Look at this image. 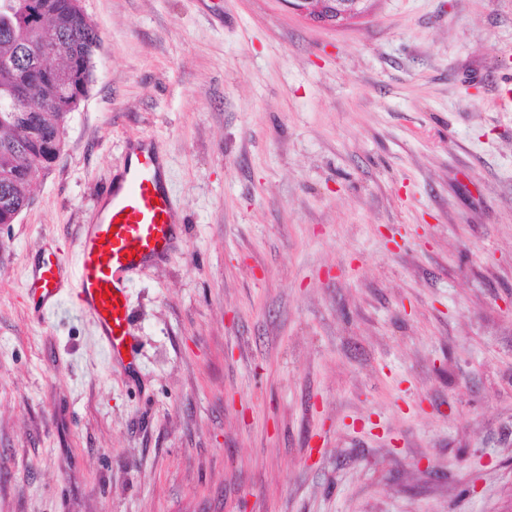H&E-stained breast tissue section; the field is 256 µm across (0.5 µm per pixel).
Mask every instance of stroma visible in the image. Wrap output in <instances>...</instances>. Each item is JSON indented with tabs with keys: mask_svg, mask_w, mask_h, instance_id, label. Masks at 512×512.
Wrapping results in <instances>:
<instances>
[{
	"mask_svg": "<svg viewBox=\"0 0 512 512\" xmlns=\"http://www.w3.org/2000/svg\"><path fill=\"white\" fill-rule=\"evenodd\" d=\"M59 158L0 224V512H512V0H81ZM179 239L110 360L41 254L129 144ZM290 5L310 20L337 28L365 18L375 0H289Z\"/></svg>",
	"mask_w": 512,
	"mask_h": 512,
	"instance_id": "stroma-1",
	"label": "stroma"
}]
</instances>
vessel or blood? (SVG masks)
Wrapping results in <instances>:
<instances>
[{
  "label": "vessel or blood",
  "mask_w": 512,
  "mask_h": 512,
  "mask_svg": "<svg viewBox=\"0 0 512 512\" xmlns=\"http://www.w3.org/2000/svg\"><path fill=\"white\" fill-rule=\"evenodd\" d=\"M121 181L107 190L109 205L86 224L76 258L43 255L30 279L34 306L50 308L64 273H71L80 307L98 323L111 357L132 352L130 307L125 279L165 254L176 235L171 196L163 184L161 161L152 144L134 148Z\"/></svg>",
  "instance_id": "b4317fda"
}]
</instances>
